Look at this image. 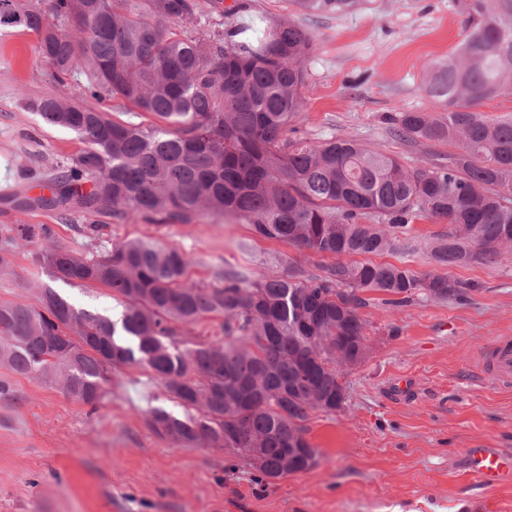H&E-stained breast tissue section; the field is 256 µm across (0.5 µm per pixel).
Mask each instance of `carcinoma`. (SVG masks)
Instances as JSON below:
<instances>
[{
    "mask_svg": "<svg viewBox=\"0 0 512 512\" xmlns=\"http://www.w3.org/2000/svg\"><path fill=\"white\" fill-rule=\"evenodd\" d=\"M303 13H343L354 0H292ZM464 37L428 70L442 109L401 112L393 133L452 141L448 163L415 168L353 139L289 141L302 111L309 35L292 23L255 41L234 31H192L198 0H0V25L37 33L39 57L64 85L84 78L86 95L129 116L115 121L92 105L57 96L26 106L69 130L87 148L57 164L50 197L36 204L150 224L238 220L253 234L331 257L322 274L291 267L254 280L219 274L191 279L190 258L153 240H127L85 254L58 244L47 224H15L0 238V272L28 254L54 282L103 286L121 297L116 319L74 309L55 289L29 282L37 304L0 303V363L18 375L58 379L87 404L112 373L148 367L183 408L150 412L148 425L176 445L223 450L267 479L309 469L289 451L309 448L307 422L340 407L331 356L365 344L357 314L363 292L402 305L419 296L463 295L444 274L419 276L370 256L391 254L409 225L445 218L448 234L430 255L442 268L493 265L512 252V121L477 106L512 95V0H455ZM219 320L211 336L189 332Z\"/></svg>",
    "mask_w": 512,
    "mask_h": 512,
    "instance_id": "1",
    "label": "carcinoma"
}]
</instances>
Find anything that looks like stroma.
Here are the masks:
<instances>
[{"mask_svg": "<svg viewBox=\"0 0 512 512\" xmlns=\"http://www.w3.org/2000/svg\"><path fill=\"white\" fill-rule=\"evenodd\" d=\"M237 1L239 12L226 15ZM199 4L207 26L242 29L246 40L288 22L309 34L303 109L290 140L352 138L409 168L457 153L450 142L402 141L386 122L400 112L434 110L424 73L462 39L453 0H356L342 14H305L290 0ZM36 46L34 32L0 27V231L48 224L58 244L85 253L93 248L84 231L89 217L64 220L7 201L16 193L41 195L57 163L84 148L75 134L25 107L26 99L46 95L88 101L80 80L56 82ZM104 222V243L152 239L181 249L196 280L213 281L222 271L279 275L291 263L316 274L323 263L234 221ZM447 232L445 219L415 221L409 248L390 254V262L420 276L437 273L430 245ZM448 275L466 283L462 297L395 306L369 293L361 311L368 355L344 374L341 408L311 412L307 423L316 465L275 480L224 451L155 435L151 409L182 408L144 367L114 373L101 399L87 405L51 379L0 365V512H107L109 499L121 512H512V479L491 486L467 469L468 449L512 454V385L480 366L495 338L512 337V254ZM47 280L29 257L16 255L12 271L0 274V303L26 297L25 282ZM55 289L79 310L111 318L123 310L106 288Z\"/></svg>", "mask_w": 512, "mask_h": 512, "instance_id": "obj_1", "label": "stroma"}]
</instances>
